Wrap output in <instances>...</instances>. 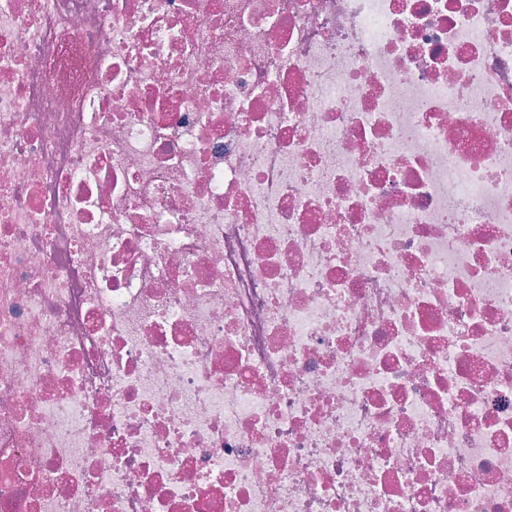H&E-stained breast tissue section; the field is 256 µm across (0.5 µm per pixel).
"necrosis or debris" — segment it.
Returning a JSON list of instances; mask_svg holds the SVG:
<instances>
[{
    "instance_id": "obj_1",
    "label": "necrosis or debris",
    "mask_w": 512,
    "mask_h": 512,
    "mask_svg": "<svg viewBox=\"0 0 512 512\" xmlns=\"http://www.w3.org/2000/svg\"><path fill=\"white\" fill-rule=\"evenodd\" d=\"M0 512H512V0H0Z\"/></svg>"
}]
</instances>
